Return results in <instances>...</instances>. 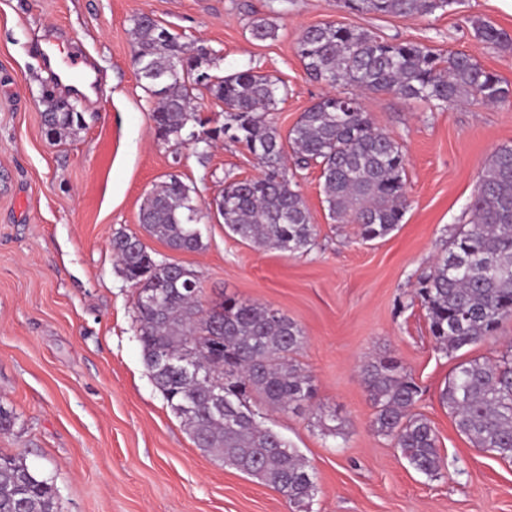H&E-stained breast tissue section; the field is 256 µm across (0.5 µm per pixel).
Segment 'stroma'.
Wrapping results in <instances>:
<instances>
[{
  "instance_id": "obj_1",
  "label": "stroma",
  "mask_w": 512,
  "mask_h": 512,
  "mask_svg": "<svg viewBox=\"0 0 512 512\" xmlns=\"http://www.w3.org/2000/svg\"><path fill=\"white\" fill-rule=\"evenodd\" d=\"M152 14L189 46L210 50L214 74L252 68L284 82L286 101L267 119L287 133L327 91L296 56L300 32L324 22L393 41L463 51L512 84V53L475 38L472 22L512 34L501 0H460L420 16L353 13L341 0H0V406L14 426L0 455L22 457L56 492L57 512H512V463L489 457L461 434L439 394L461 358L495 359L512 343V318L462 352L436 348L417 295L494 150L512 144V104L436 109L386 92L360 100L406 156L409 206L397 230L362 242L332 221L319 169L298 177L317 227L310 251H263L204 214V247L175 251L142 235L147 194L175 174L207 205L226 181L264 167L229 138L164 144L154 136V100L131 64L135 16ZM278 28L252 37L254 18ZM78 34L100 73L80 119L48 136L44 95L51 77L32 46ZM120 232L191 268L202 302L222 297L273 305L298 323V359L316 397L301 413L266 412L265 423L306 458L316 491L295 505L272 487L197 448L143 360L134 290L111 248ZM396 357L422 394L448 469L415 471L372 427L359 366Z\"/></svg>"
}]
</instances>
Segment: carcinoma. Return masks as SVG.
<instances>
[{"label": "carcinoma", "instance_id": "cac0c4a2", "mask_svg": "<svg viewBox=\"0 0 512 512\" xmlns=\"http://www.w3.org/2000/svg\"><path fill=\"white\" fill-rule=\"evenodd\" d=\"M458 0H344L348 9L378 15H431ZM482 41L512 53V35L474 21ZM260 41L277 36L267 18L251 22ZM132 63L156 100L151 117L157 139L189 138L210 144L224 136L244 144L266 168L258 178L225 184L219 216L240 240L290 255L314 244L316 225L296 181L320 170L330 218L355 224L361 240L383 239L401 224L408 207L406 158L400 144L377 129L357 98L327 94L307 108L283 137L266 120L288 94L280 81L248 68L218 77L211 54L189 49L150 14L133 18ZM305 73L333 89L351 86L388 92L435 107L508 104L512 86L464 52L439 53L413 41H389L340 23L305 29L294 45ZM204 89L224 104V123L210 126L191 108ZM49 132L69 130L78 113L49 98ZM294 154L286 174L285 144ZM469 222L459 224L433 269L418 280L417 295L440 349L458 351L495 335L512 318V145L499 146L469 202ZM202 209L191 188L172 175L146 197L139 223L147 235L174 250L204 247L196 224ZM112 251L132 288L157 290V301L135 306L146 368L196 446L225 465L260 479L300 503L315 489V474L275 431L255 419L250 401L300 413L316 396L313 379L296 359L303 329L265 304L233 296L210 308L190 268L181 275L135 236L118 234ZM360 377L374 408L372 426L389 438L417 472L437 478L444 461L431 422L414 412L421 389L398 360L364 363ZM461 433L482 451L512 461V354L478 358L455 367L440 395ZM0 512H57L48 480L23 459L0 455Z\"/></svg>", "mask_w": 512, "mask_h": 512}]
</instances>
